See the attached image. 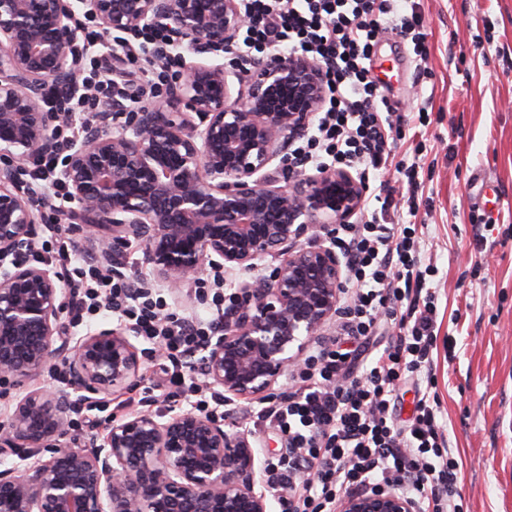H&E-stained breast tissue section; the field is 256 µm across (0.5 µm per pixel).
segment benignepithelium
Wrapping results in <instances>:
<instances>
[{
	"label": "benign epithelium",
	"instance_id": "1",
	"mask_svg": "<svg viewBox=\"0 0 512 512\" xmlns=\"http://www.w3.org/2000/svg\"><path fill=\"white\" fill-rule=\"evenodd\" d=\"M91 14L103 42L163 29L181 73L160 100L116 123L101 112L58 173L69 188L76 248L122 273L123 248L143 251L152 278L177 303L202 272L269 275L241 284L233 308L200 351L207 384L224 400L272 393L341 312L345 273L331 227L361 207L365 187L331 167L292 172L288 146L307 134L325 100V70L279 53L244 72L201 56L237 45L241 0H0V381L22 383L51 361L66 386L33 389L0 423V512H268L249 430L171 407L114 421L103 435H70L80 404L125 388L141 360L122 325L76 338L64 321L69 294L50 263L26 254L36 205L15 167L54 148L52 127L71 118L44 108L47 93L76 96V17ZM246 76L232 96L229 74ZM277 167H271L273 161ZM339 512H414L410 498L375 489L344 498Z\"/></svg>",
	"mask_w": 512,
	"mask_h": 512
}]
</instances>
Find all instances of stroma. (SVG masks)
I'll return each instance as SVG.
<instances>
[{
  "instance_id": "35a3bbf8",
  "label": "stroma",
  "mask_w": 512,
  "mask_h": 512,
  "mask_svg": "<svg viewBox=\"0 0 512 512\" xmlns=\"http://www.w3.org/2000/svg\"><path fill=\"white\" fill-rule=\"evenodd\" d=\"M430 76L378 38L372 72L406 119L426 109L417 165L423 264L438 295V421L460 462L463 512H512V0H420Z\"/></svg>"
}]
</instances>
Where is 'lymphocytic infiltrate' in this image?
<instances>
[{
	"mask_svg": "<svg viewBox=\"0 0 512 512\" xmlns=\"http://www.w3.org/2000/svg\"><path fill=\"white\" fill-rule=\"evenodd\" d=\"M247 18V53H300L326 68L327 100L314 134L293 153L302 166L339 165L361 179L386 173L393 163L391 142L403 123L393 111L369 61L379 34L389 31L412 44L419 75L430 55L418 0H242ZM84 58L90 93L68 101L48 96L46 105L81 116L106 109L123 112L162 84L154 59L133 52L108 60L94 33H85ZM59 155H47L21 169L22 187L36 198L41 226L55 240L53 260L70 293L68 324L106 310L119 315L153 349L162 351V378L146 387L141 401L156 396L193 399L198 412L224 405L203 379L185 369L208 338L224 324V276L214 273V308L193 322L166 311L161 297L136 287L77 256L67 226L68 193L54 179ZM405 193L387 187L378 205L363 206L357 223L340 225L333 240L348 257L351 292L336 336L298 365L291 391L256 413L274 425L289 453L268 463L265 480L287 491L288 512H336L342 498L381 487H396L416 512H462L459 463L428 397L413 417L397 425L391 407L396 388L430 372L437 347V297L421 270L415 228L402 211L416 213L417 171L404 168ZM395 330L385 348L370 340Z\"/></svg>",
	"mask_w": 512,
	"mask_h": 512,
	"instance_id": "1",
	"label": "lymphocytic infiltrate"
}]
</instances>
